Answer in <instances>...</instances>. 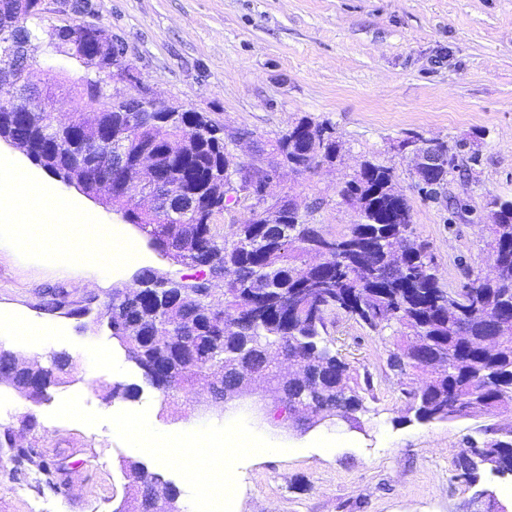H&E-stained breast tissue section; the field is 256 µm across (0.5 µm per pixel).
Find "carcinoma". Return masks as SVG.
I'll return each instance as SVG.
<instances>
[{
    "instance_id": "cac0c4a2",
    "label": "carcinoma",
    "mask_w": 512,
    "mask_h": 512,
    "mask_svg": "<svg viewBox=\"0 0 512 512\" xmlns=\"http://www.w3.org/2000/svg\"><path fill=\"white\" fill-rule=\"evenodd\" d=\"M46 25L45 0H27L25 29L15 43L21 68L38 65L27 56L28 43L68 54L65 42L45 41ZM71 92L91 105L80 125L65 128L47 112L15 105L7 112L0 106V137L34 144L33 158L56 179L65 178L66 165L91 164L99 175L121 182L112 207L122 220L161 255L201 268L202 276L190 281L143 268L138 287L112 289L106 309L121 320L112 339L151 386L168 394L215 376L219 407L246 384L236 367L241 363L271 382L281 381L288 403L304 401L319 418L353 415L363 409L362 392H372L373 382L367 376L359 383L323 336L334 312L372 331L393 328L387 361L423 422L493 415L512 400V200L492 197L485 205L494 218L486 225V246L498 252L500 278L483 283L475 277L450 299L428 243L413 233L408 200L392 194L393 168L364 158L360 170L341 183L337 196L356 213L345 233L330 236L304 219L323 205L320 198L304 205L287 200L280 224H263L251 214L224 233L216 229L215 217L224 213V202L239 203L231 196L211 198L214 185L230 184L239 165L224 126L203 112H163L147 102L115 100L87 73ZM92 122L127 131L125 158L104 141H87L83 128ZM147 145L161 155L166 190L183 201L189 193L196 196L191 212L161 219L134 202L131 191L138 182L130 159ZM249 159L257 185L269 187L283 166L302 175L319 164L343 163L342 144L333 124L305 115L281 136L256 142ZM456 168L416 173L419 192L441 198ZM219 278L223 291L201 287ZM486 336L502 337L496 353L481 346ZM289 358L303 372L281 380L276 368ZM71 364L68 354H54L49 365L37 368L31 395L46 399ZM411 371L421 376L417 387L404 381ZM492 458L512 462V434L471 444L455 467L470 478ZM121 469L143 478L125 509L149 512L159 497L178 502L179 491L149 475L140 462L125 460Z\"/></svg>"
}]
</instances>
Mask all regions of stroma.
I'll list each match as a JSON object with an SVG mask.
<instances>
[{
    "instance_id": "stroma-1",
    "label": "stroma",
    "mask_w": 512,
    "mask_h": 512,
    "mask_svg": "<svg viewBox=\"0 0 512 512\" xmlns=\"http://www.w3.org/2000/svg\"><path fill=\"white\" fill-rule=\"evenodd\" d=\"M100 17L127 49L143 85L155 97L204 112L230 129L268 141L301 116L331 122L348 150L343 166L312 174L283 172L277 190L298 200L325 198L309 215L323 231L341 234L354 211L337 202L345 173L365 157L393 167L407 198L415 236L427 240L441 285L461 287L467 271L489 273L482 215L488 198L512 200V0H99ZM417 132L448 142L473 141L478 160L453 173L447 202L424 200L408 163L391 148ZM480 140H473V133ZM49 190L87 223L115 227L139 253L143 267L189 278L195 271L148 247L139 231L76 189L49 180ZM0 216V333L18 321L51 324L43 352L11 343L30 363L70 355L64 383L38 406L0 383V427L17 445L36 449L39 464L0 467V512H115L126 499L123 460L176 485L187 512H214L207 480L189 468L192 446L141 452L120 427L139 416L162 433L218 436L224 418L198 417L208 382L170 394L144 384L142 372L94 318L129 285L122 274L97 277L61 269L47 255L11 238ZM76 318L49 311L53 295ZM390 329L369 331L338 315L327 337L357 372L373 376V400L359 428L342 421L307 431L266 427L278 441L271 455L242 452L229 461L236 497L232 512H482L486 495L512 512V475L479 471L477 482L456 476L454 461L467 439L512 425V415L417 420L387 364ZM137 384L135 400L110 397L115 384ZM34 411L37 424L21 417ZM62 467L48 485L45 467Z\"/></svg>"
}]
</instances>
